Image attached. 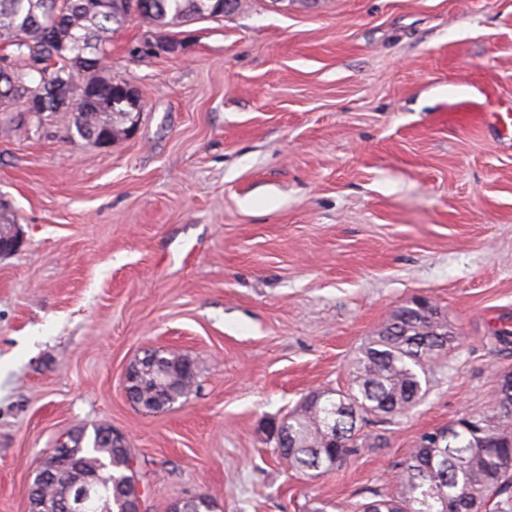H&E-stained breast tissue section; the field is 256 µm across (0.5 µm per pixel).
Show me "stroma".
Segmentation results:
<instances>
[{
  "mask_svg": "<svg viewBox=\"0 0 512 512\" xmlns=\"http://www.w3.org/2000/svg\"><path fill=\"white\" fill-rule=\"evenodd\" d=\"M110 41L143 108L101 148L0 130V512H28L64 432L123 434L143 512L200 493L216 512H305L392 492L424 431L484 408L512 348V0H242L163 57ZM425 295L459 345L383 447L304 478L269 439L309 391ZM188 355L197 384L134 406L127 367Z\"/></svg>",
  "mask_w": 512,
  "mask_h": 512,
  "instance_id": "35a3bbf8",
  "label": "stroma"
}]
</instances>
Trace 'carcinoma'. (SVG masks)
<instances>
[{
    "label": "carcinoma",
    "instance_id": "cac0c4a2",
    "mask_svg": "<svg viewBox=\"0 0 512 512\" xmlns=\"http://www.w3.org/2000/svg\"><path fill=\"white\" fill-rule=\"evenodd\" d=\"M240 0H0V55L11 73L0 76V127L18 136L38 132L19 124L22 105L47 98L46 123L53 130H71L94 145L128 122L124 89L107 74L108 34L123 27L140 9L151 32L179 42L170 29L200 19L217 20L235 13ZM70 88L74 107L59 110L49 99V86ZM459 341L442 313L432 317L407 302L389 322L359 347L346 389L321 390L313 407L301 403L290 413L288 444L276 449L280 461L300 475L316 477L347 460L381 447L380 434L363 431L369 418L405 415L430 388L431 367L448 357ZM164 375L151 366L140 378L135 400L157 409L172 407L188 396L197 375L183 390L161 389ZM336 426V441L317 437L324 424ZM110 428H94L91 445L75 441L77 459L93 475L76 512H122L138 468L127 441L106 442ZM441 432L440 442L420 435L416 448L398 463L399 482L391 495L375 492L373 500L356 505L322 502L307 512H512V370L503 372L487 407L465 414Z\"/></svg>",
    "mask_w": 512,
    "mask_h": 512
}]
</instances>
